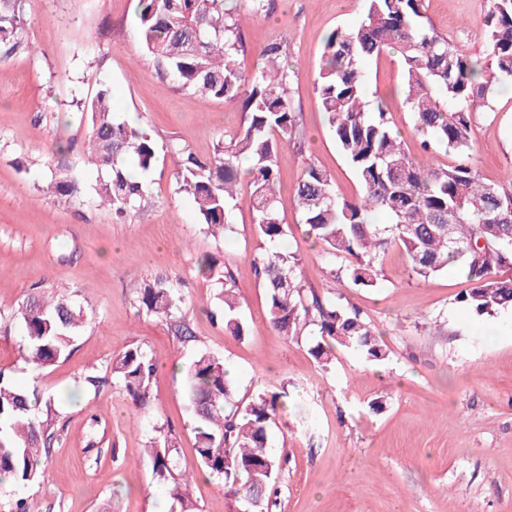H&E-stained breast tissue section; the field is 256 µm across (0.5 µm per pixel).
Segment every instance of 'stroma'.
I'll return each mask as SVG.
<instances>
[{
  "label": "stroma",
  "instance_id": "35a3bbf8",
  "mask_svg": "<svg viewBox=\"0 0 512 512\" xmlns=\"http://www.w3.org/2000/svg\"><path fill=\"white\" fill-rule=\"evenodd\" d=\"M138 0H26L29 50L0 57V370L54 396L57 440L43 481L0 486V512L23 498L32 512H170L166 487L145 454L159 426L176 442L177 468L192 473L200 512H235L224 483L199 475L196 434L182 377L207 352L232 372L238 398L287 392L269 443L287 463L271 512H512V310L488 319L461 306L469 283L456 270L409 278L399 248L386 252L378 288L353 287L336 276L304 233L294 188L307 163L334 175L346 199L356 177L332 138L313 80L326 35L362 18L365 0H274L269 16L238 5L243 70L263 66L262 48L281 41L296 73L290 95L306 134L303 149L278 156L285 241L302 261L306 285L343 296L381 333L388 357L370 364L337 350L319 367L316 338L273 331L251 259L268 244L256 232L248 194L233 212V232L203 233L192 201L180 191L170 145L212 158L223 136L247 121L240 104L202 102L156 72L142 49ZM490 0H426L435 30L471 57L482 54ZM369 100H384L392 126L413 158H421L411 116L401 104L402 70L395 54L368 65ZM112 91L121 118L136 114L158 153L146 173L141 209L117 219L96 201L84 172L90 126L83 106L100 87ZM468 164L487 182L512 171V96L497 93L474 117ZM82 176L79 201L45 192L51 170ZM211 255L233 274L247 336L225 333L210 318L220 286L197 271ZM166 278L183 296L193 336L174 335L160 319L139 314L135 288ZM64 293L88 313L71 355L32 370L22 351L23 327L12 319L31 289ZM140 346L153 353V407L139 411L125 390H84L89 370L108 374L114 358Z\"/></svg>",
  "mask_w": 512,
  "mask_h": 512
}]
</instances>
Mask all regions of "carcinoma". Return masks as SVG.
Listing matches in <instances>:
<instances>
[{
  "instance_id": "cac0c4a2",
  "label": "carcinoma",
  "mask_w": 512,
  "mask_h": 512,
  "mask_svg": "<svg viewBox=\"0 0 512 512\" xmlns=\"http://www.w3.org/2000/svg\"><path fill=\"white\" fill-rule=\"evenodd\" d=\"M363 19L338 27L325 38L323 63L314 90L329 130L355 173L359 193L347 200L336 193L335 178L309 163L295 187L306 234L357 288L374 289L380 259L391 247L409 260V276L427 279L450 268L471 284L459 302L478 317L512 308V277H496L512 268V176L485 182L471 166H443L409 156L393 129L387 105L367 96V64L395 51L403 71L402 105L425 153L438 149L459 156L472 148L473 117L491 109L497 88L512 83V0H492L486 17L485 59L480 66L465 57L433 27L423 22L424 0H366ZM228 0H138L141 46L177 86L205 101L239 103L249 113L246 124L217 144L213 158L198 160L175 146L181 189L193 199L206 233L232 231L238 188L249 190L254 224L270 248L253 260L263 288L271 328L286 337L313 328L319 340L310 349L320 365L329 364L336 348L361 354L380 364L388 357L384 343L363 311L334 297L304 288L298 255L279 247L288 236L277 200V158L288 145L299 146L301 128L289 93L292 74L283 64L287 48L271 42L261 51L265 65L250 74L238 63L241 25ZM24 0H0V54L24 47ZM91 115L87 163L97 173L100 202L123 216L141 206L148 187L141 175L156 159L149 130L133 128L112 112L108 87L98 89ZM247 162L248 178L240 177ZM51 188L77 197L83 184L58 171ZM383 214L386 224H375ZM176 287L161 278L137 289L138 312L166 321L175 335L191 334L181 316ZM236 281L224 273L218 311L224 330L241 338L248 328L240 316ZM15 315L24 327L26 359L36 368L67 358L87 313L67 294L34 292ZM156 358L132 346L112 360V379L95 371L84 382L99 390L107 382L121 385L133 403L151 407ZM197 438L200 470L224 480L225 494L239 512H263L278 494L275 477L285 460L268 448L269 429L284 407V392H263L241 408L224 362L207 353L190 365L183 383ZM54 401L10 381L0 370V483L28 484L44 477L43 458L54 443ZM164 430L148 451L154 477L167 485L171 512H196L189 487L192 477L177 471Z\"/></svg>"
}]
</instances>
